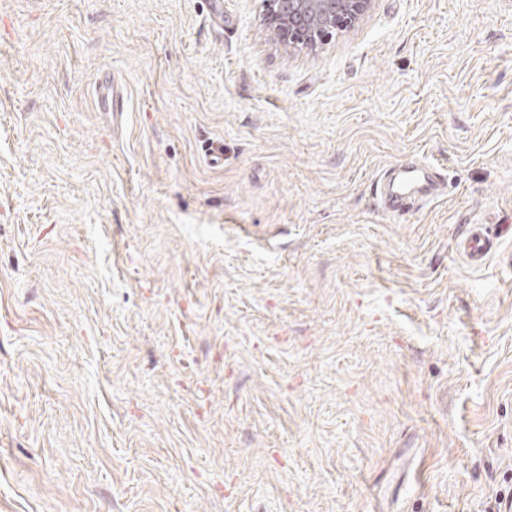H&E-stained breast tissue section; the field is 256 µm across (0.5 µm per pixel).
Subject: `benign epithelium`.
<instances>
[{"mask_svg":"<svg viewBox=\"0 0 512 512\" xmlns=\"http://www.w3.org/2000/svg\"><path fill=\"white\" fill-rule=\"evenodd\" d=\"M373 0H264V23L286 46L316 48L361 19Z\"/></svg>","mask_w":512,"mask_h":512,"instance_id":"1","label":"benign epithelium"}]
</instances>
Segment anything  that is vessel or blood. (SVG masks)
Wrapping results in <instances>:
<instances>
[{"label": "vessel or blood", "mask_w": 512, "mask_h": 512, "mask_svg": "<svg viewBox=\"0 0 512 512\" xmlns=\"http://www.w3.org/2000/svg\"><path fill=\"white\" fill-rule=\"evenodd\" d=\"M105 110L119 113L125 105L124 95L110 79H103L96 88ZM395 184L389 185L380 199L384 206L394 212L410 208L414 203L437 198L445 184L441 165L431 163L425 167L401 166L395 169Z\"/></svg>", "instance_id": "obj_1"}]
</instances>
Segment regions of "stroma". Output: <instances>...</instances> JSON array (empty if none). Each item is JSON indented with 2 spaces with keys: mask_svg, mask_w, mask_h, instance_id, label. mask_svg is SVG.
I'll list each match as a JSON object with an SVG mask.
<instances>
[{
  "mask_svg": "<svg viewBox=\"0 0 512 512\" xmlns=\"http://www.w3.org/2000/svg\"><path fill=\"white\" fill-rule=\"evenodd\" d=\"M223 2L0 0V512H492L512 0H374L313 50ZM415 155L447 185L398 215ZM96 91L104 109L108 112H113V117L119 112H124V95L113 81L111 83L109 77H105L102 83H99Z\"/></svg>",
  "mask_w": 512,
  "mask_h": 512,
  "instance_id": "35a3bbf8",
  "label": "stroma"
}]
</instances>
